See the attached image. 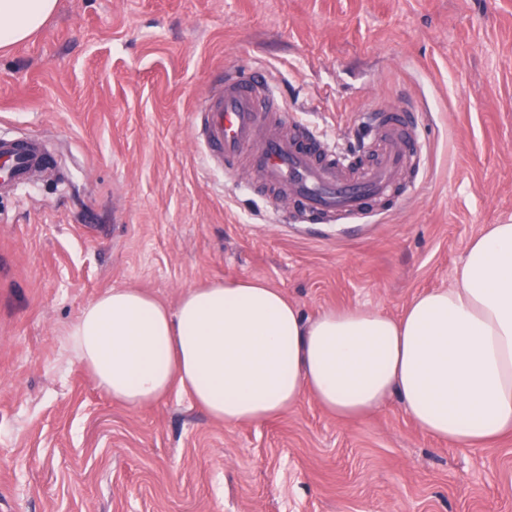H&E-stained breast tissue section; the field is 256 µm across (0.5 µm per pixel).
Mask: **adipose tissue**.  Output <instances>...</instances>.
Returning a JSON list of instances; mask_svg holds the SVG:
<instances>
[{"label":"adipose tissue","mask_w":512,"mask_h":512,"mask_svg":"<svg viewBox=\"0 0 512 512\" xmlns=\"http://www.w3.org/2000/svg\"><path fill=\"white\" fill-rule=\"evenodd\" d=\"M57 4L0 0V49L29 39ZM453 278L397 318L355 308L307 319L260 278L190 288L173 309L112 289L65 338L96 386L134 410L176 388L230 425L266 422L307 395L349 419L395 394L427 434L486 447L512 432V223L475 236Z\"/></svg>","instance_id":"ef3b65f1"}]
</instances>
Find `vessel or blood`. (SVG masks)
Returning a JSON list of instances; mask_svg holds the SVG:
<instances>
[{"instance_id":"b4317fda","label":"vessel or blood","mask_w":512,"mask_h":512,"mask_svg":"<svg viewBox=\"0 0 512 512\" xmlns=\"http://www.w3.org/2000/svg\"><path fill=\"white\" fill-rule=\"evenodd\" d=\"M192 120L210 165L233 177L241 158H248L254 179L274 195L288 197L297 224H354L387 214L411 192L400 186V174L423 167L420 110H369V126L381 133L376 147L340 153L310 126L283 113L263 75L244 81L226 74ZM48 163L38 137L0 138V188L25 183Z\"/></svg>"}]
</instances>
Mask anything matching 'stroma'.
I'll use <instances>...</instances> for the list:
<instances>
[{
	"label": "stroma",
	"instance_id": "35a3bbf8",
	"mask_svg": "<svg viewBox=\"0 0 512 512\" xmlns=\"http://www.w3.org/2000/svg\"><path fill=\"white\" fill-rule=\"evenodd\" d=\"M231 69L346 150L369 108H421V187L331 234L226 184L191 110ZM24 134L50 163L0 195V512H512V434L463 451L395 395L350 420L309 396L261 424L177 393L132 410L64 337L113 288L173 308L258 277L312 318L451 287L512 222V0H58L0 54V136Z\"/></svg>",
	"mask_w": 512,
	"mask_h": 512
}]
</instances>
